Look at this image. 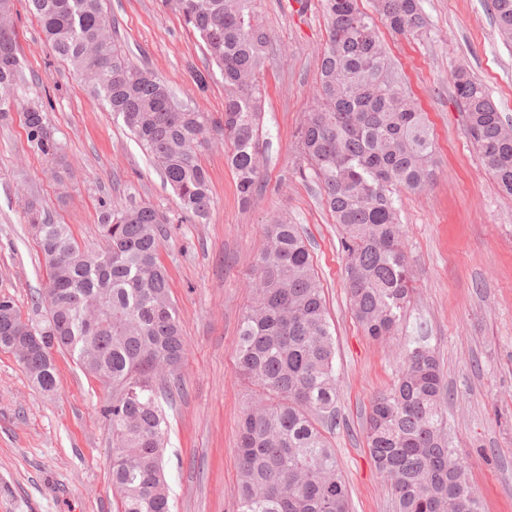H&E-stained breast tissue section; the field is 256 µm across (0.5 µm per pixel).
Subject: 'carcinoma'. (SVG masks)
<instances>
[{
    "label": "carcinoma",
    "mask_w": 512,
    "mask_h": 512,
    "mask_svg": "<svg viewBox=\"0 0 512 512\" xmlns=\"http://www.w3.org/2000/svg\"><path fill=\"white\" fill-rule=\"evenodd\" d=\"M394 32L420 33V0H378ZM224 82V113L214 119L178 101L167 82L138 65L111 36L103 0H28L54 56L70 64L91 97L119 119L152 157L181 211L207 218L213 198L196 147L216 129L231 143L227 162L242 203L258 183L260 92L269 38L255 0H175ZM328 41L317 63L316 107L299 147L324 202L342 229L351 310L374 339L394 335L413 288L396 189L425 190L433 178L434 141L422 112L390 63L374 19L356 0H321ZM494 24L512 41V0H491ZM13 0H0V120L21 110L29 148L57 175L63 146L40 99L23 97V61L12 24ZM454 92L466 132L485 171L512 195V123L467 70ZM25 218L35 235L46 287L50 337L20 363L39 389L57 385L52 351L69 354L88 375L112 386L104 410L112 433V490L117 512H171L165 476L169 421L186 351L160 261L167 217L152 205L99 203L105 248L82 251L69 226L32 197ZM241 319L238 373L256 387L243 412L236 449V512H350L347 486L326 432L337 425L336 344L323 286L299 226L269 224ZM21 318L0 296V348ZM394 384L371 401L365 442L374 468L390 483L396 512H481L465 466L458 468L444 384L433 349L402 348Z\"/></svg>",
    "instance_id": "carcinoma-1"
}]
</instances>
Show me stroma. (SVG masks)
<instances>
[{"instance_id":"35a3bbf8","label":"stroma","mask_w":512,"mask_h":512,"mask_svg":"<svg viewBox=\"0 0 512 512\" xmlns=\"http://www.w3.org/2000/svg\"><path fill=\"white\" fill-rule=\"evenodd\" d=\"M119 40L136 63L164 78L176 97L220 117L221 77L199 90L186 62L206 68L201 43L165 0H105ZM270 37L259 186L241 205L218 132L198 150L214 206L205 223L181 214L177 199L122 121L94 105L71 67L53 58L41 27L14 0L26 93L42 98L64 144L71 173L56 179L27 146L23 117L0 122V295L39 322L35 303L46 272L24 220L27 196H39L78 244L100 250L98 208L148 202L169 218L160 253L187 351L183 391L167 412L166 479L173 512H234L238 424L252 389L236 372L249 275L264 228L280 218L298 224L324 286L336 339L339 421L330 436L347 482L352 512H393L387 481L370 462L363 437L372 397L396 379L401 348L425 340L437 354L451 394L448 427L483 512H512V196L484 170L455 100L464 68L512 120V43L498 35L490 0H422L428 26L401 35L381 28L392 61L427 113L436 142L435 178L424 192L395 194L413 266L415 292L399 335L367 336L344 288L339 231L307 174L299 131L313 104L316 61L327 33L320 0L298 11L295 0H256ZM58 388L40 392L15 354L0 348V512H116L112 434L101 410L111 387L56 354Z\"/></svg>"}]
</instances>
